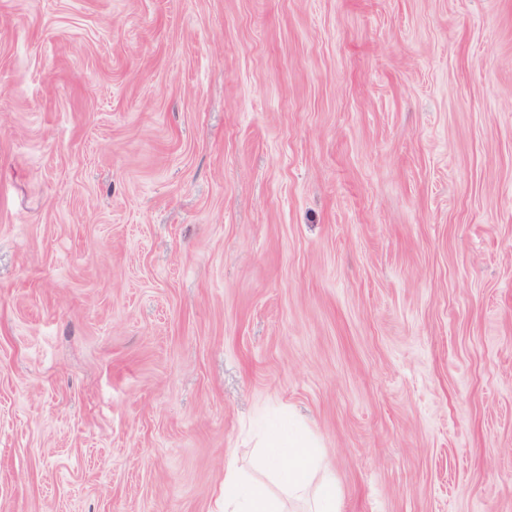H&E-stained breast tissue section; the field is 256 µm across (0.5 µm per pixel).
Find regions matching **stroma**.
<instances>
[{
	"mask_svg": "<svg viewBox=\"0 0 512 512\" xmlns=\"http://www.w3.org/2000/svg\"><path fill=\"white\" fill-rule=\"evenodd\" d=\"M230 470L512 512V0H0V512ZM266 448H290L292 466L285 477V483L293 493H299L304 486L306 473L309 467L308 444L288 434L273 436Z\"/></svg>",
	"mask_w": 512,
	"mask_h": 512,
	"instance_id": "1",
	"label": "stroma"
}]
</instances>
